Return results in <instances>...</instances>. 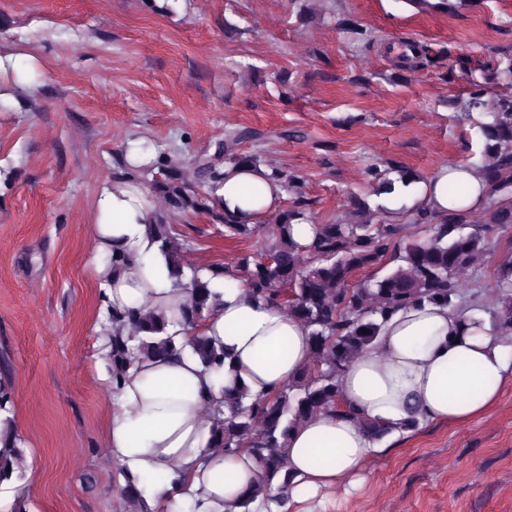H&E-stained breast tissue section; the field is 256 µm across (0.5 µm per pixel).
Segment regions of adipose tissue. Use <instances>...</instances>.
Returning <instances> with one entry per match:
<instances>
[{"instance_id":"ef3b65f1","label":"adipose tissue","mask_w":512,"mask_h":512,"mask_svg":"<svg viewBox=\"0 0 512 512\" xmlns=\"http://www.w3.org/2000/svg\"><path fill=\"white\" fill-rule=\"evenodd\" d=\"M213 206L231 224H257L276 212L283 187L270 169L243 163L224 170ZM382 192L396 223L415 212H479L489 204L484 172L475 165L444 167L420 178L390 174ZM457 186L461 195H449ZM156 202L140 182L122 177L98 193L90 238L95 256H121L117 266L96 264L102 304L109 310L148 307L175 319L186 301L170 279L151 226ZM201 335L230 355L223 374L192 353L140 359L108 386L112 412L104 437L112 463L145 483L153 512H241L243 495L262 478L258 459L242 450L209 447L213 413L225 389L257 398L288 384L309 358V331L278 304L255 299L233 275L207 315ZM512 383V338L498 335L487 316L435 303L395 312L371 349L339 382L343 411H324L290 435L293 475L288 512H316L330 492L362 489L368 464L380 452L367 430L375 423L405 433L410 419L467 425L490 410Z\"/></svg>"}]
</instances>
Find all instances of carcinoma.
Listing matches in <instances>:
<instances>
[{
  "instance_id": "cac0c4a2",
  "label": "carcinoma",
  "mask_w": 512,
  "mask_h": 512,
  "mask_svg": "<svg viewBox=\"0 0 512 512\" xmlns=\"http://www.w3.org/2000/svg\"><path fill=\"white\" fill-rule=\"evenodd\" d=\"M466 111H488L482 126L484 169L491 204L476 219L466 213L444 217L414 216L425 236L401 242L397 224H317L311 241L294 238L292 219L307 220L301 204L281 212L277 223L263 225L264 239L252 253L238 258L235 276L254 297L278 303L288 316L309 329L311 357L297 377L263 398L251 399L240 391L224 397V417L217 419L210 444L226 454L242 449L260 462L263 481L243 502L271 496L268 486L291 485L283 448L293 428L325 410L341 409L339 379L344 370L379 337L389 317L411 304L440 302L449 307L474 308L478 291L468 287L467 276L489 254L488 232L512 227V195L501 191L512 185V96L497 99L493 107L476 94L462 102ZM153 179L156 196L167 210L209 212L211 191L224 181V173L198 159L166 154ZM471 224L482 230L464 232ZM158 249L170 278L187 294L181 319L169 322L151 309L112 313V322L128 328L126 335L109 337L107 354L112 378L148 356L176 355L190 349L207 366H224L226 353L204 336L182 338L200 326L218 293L212 277L222 264L195 265L188 261L189 244L172 224L153 225ZM365 273L360 278L358 274ZM497 291L501 305L487 309L492 326L512 336V256L501 261ZM123 497L148 512L144 490L129 481Z\"/></svg>"
}]
</instances>
